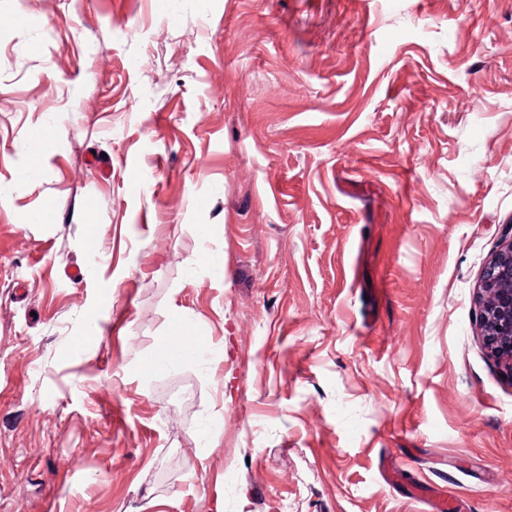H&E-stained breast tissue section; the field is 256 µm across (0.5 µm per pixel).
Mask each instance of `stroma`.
<instances>
[{
	"instance_id": "stroma-1",
	"label": "stroma",
	"mask_w": 512,
	"mask_h": 512,
	"mask_svg": "<svg viewBox=\"0 0 512 512\" xmlns=\"http://www.w3.org/2000/svg\"><path fill=\"white\" fill-rule=\"evenodd\" d=\"M509 239L512 0H0V512H512ZM476 323L485 348L512 373V239L481 271ZM172 336H174L172 341L167 345L161 346L155 353L154 358L149 361L150 363H153L156 359L163 360L165 358L174 357L180 354H190L192 352V349L186 345V342L184 341L182 336H185L187 343H189L193 347V349H195L194 355L198 357H203L209 351L204 344H201L196 339L190 337L193 336L192 326L186 320L185 316L179 311H175L174 313L172 334L168 342L170 341Z\"/></svg>"
}]
</instances>
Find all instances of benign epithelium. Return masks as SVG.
I'll list each match as a JSON object with an SVG mask.
<instances>
[{
	"instance_id": "obj_1",
	"label": "benign epithelium",
	"mask_w": 512,
	"mask_h": 512,
	"mask_svg": "<svg viewBox=\"0 0 512 512\" xmlns=\"http://www.w3.org/2000/svg\"><path fill=\"white\" fill-rule=\"evenodd\" d=\"M476 323L485 348L512 369V240L481 271Z\"/></svg>"
}]
</instances>
